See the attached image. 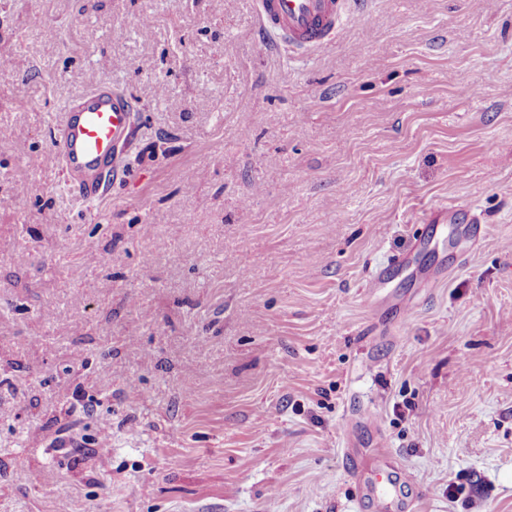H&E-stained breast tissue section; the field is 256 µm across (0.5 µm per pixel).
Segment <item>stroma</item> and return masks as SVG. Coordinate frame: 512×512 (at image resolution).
I'll use <instances>...</instances> for the list:
<instances>
[{"mask_svg":"<svg viewBox=\"0 0 512 512\" xmlns=\"http://www.w3.org/2000/svg\"><path fill=\"white\" fill-rule=\"evenodd\" d=\"M257 27L0 0V512H353L359 411L417 512H512V0H369L303 60ZM107 81L139 134L86 205L54 126ZM396 255L438 277L380 334Z\"/></svg>","mask_w":512,"mask_h":512,"instance_id":"35a3bbf8","label":"stroma"}]
</instances>
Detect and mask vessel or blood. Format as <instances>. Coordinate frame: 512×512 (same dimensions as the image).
I'll return each instance as SVG.
<instances>
[{
  "mask_svg": "<svg viewBox=\"0 0 512 512\" xmlns=\"http://www.w3.org/2000/svg\"><path fill=\"white\" fill-rule=\"evenodd\" d=\"M368 0H256L258 36L271 44L285 43L305 57L331 44L343 21L363 16ZM138 104L109 86L76 97L56 127L54 161L67 173V183L84 202L101 200L111 190L103 180L125 179L129 167L123 147L138 134ZM377 502L399 496L401 489L386 471L366 485Z\"/></svg>",
  "mask_w": 512,
  "mask_h": 512,
  "instance_id": "vessel-or-blood-1",
  "label": "vessel or blood"
}]
</instances>
